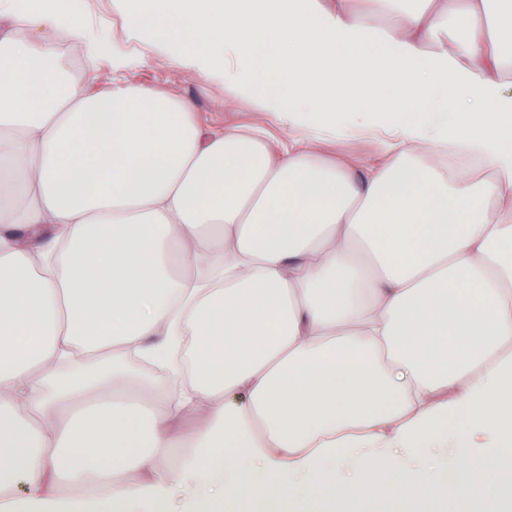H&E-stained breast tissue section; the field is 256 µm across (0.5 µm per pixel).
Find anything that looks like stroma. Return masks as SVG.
<instances>
[{"label":"stroma","mask_w":512,"mask_h":512,"mask_svg":"<svg viewBox=\"0 0 512 512\" xmlns=\"http://www.w3.org/2000/svg\"><path fill=\"white\" fill-rule=\"evenodd\" d=\"M73 4L83 13L89 33L107 41L112 48L111 53L97 63L103 77L124 79L188 99L209 124L276 130L273 116L259 111L250 102L225 107L228 91L222 83L176 68L167 56L155 49L150 34L130 36L119 0H73Z\"/></svg>","instance_id":"stroma-1"}]
</instances>
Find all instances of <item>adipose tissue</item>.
<instances>
[{
  "instance_id": "obj_1",
  "label": "adipose tissue",
  "mask_w": 512,
  "mask_h": 512,
  "mask_svg": "<svg viewBox=\"0 0 512 512\" xmlns=\"http://www.w3.org/2000/svg\"><path fill=\"white\" fill-rule=\"evenodd\" d=\"M184 2L122 8L278 134L0 0V512H512V0ZM54 30H47L45 32V37L50 41H56L59 48L68 56L70 60V78L73 80L80 81L85 67V60L83 53L81 51V46L77 43L69 42L66 40L65 42L60 41L56 36L52 35ZM52 41V42H53ZM375 148L371 137H356L348 140L327 142L322 145L325 157L337 159L348 155H368Z\"/></svg>"
}]
</instances>
